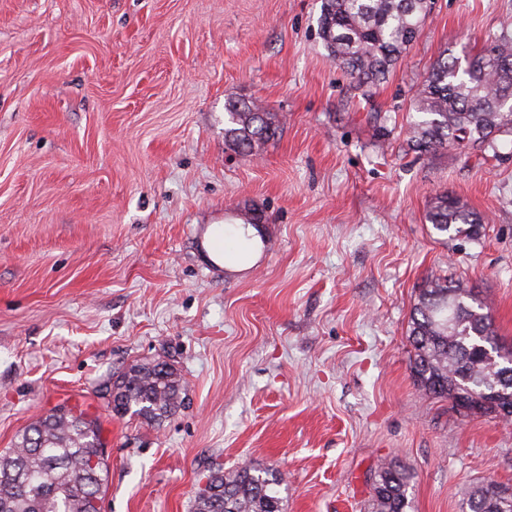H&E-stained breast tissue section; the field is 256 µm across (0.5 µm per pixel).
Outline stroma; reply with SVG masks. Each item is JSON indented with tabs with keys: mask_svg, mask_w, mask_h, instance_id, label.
Segmentation results:
<instances>
[{
	"mask_svg": "<svg viewBox=\"0 0 512 512\" xmlns=\"http://www.w3.org/2000/svg\"><path fill=\"white\" fill-rule=\"evenodd\" d=\"M321 4L0 0V450L60 406L96 419L102 512H192L219 464L279 471L284 512H372L392 458L409 512L512 487V425L426 397L408 339L419 288L445 276L487 297L512 348V144L406 141L416 83L499 38L512 0H437L367 96L329 57ZM231 99L280 134L227 150ZM443 193L482 217L478 240L427 222ZM158 358L185 408L113 415L102 388Z\"/></svg>",
	"mask_w": 512,
	"mask_h": 512,
	"instance_id": "1",
	"label": "stroma"
}]
</instances>
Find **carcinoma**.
Segmentation results:
<instances>
[{
    "label": "carcinoma",
    "mask_w": 512,
    "mask_h": 512,
    "mask_svg": "<svg viewBox=\"0 0 512 512\" xmlns=\"http://www.w3.org/2000/svg\"><path fill=\"white\" fill-rule=\"evenodd\" d=\"M433 0H322L319 35L329 56L357 89L386 79L422 30ZM512 37L503 34L461 65L445 53L417 86L409 104L408 145L420 152L458 148L497 154L512 138ZM224 145L250 154L280 129L277 115L244 102L225 105ZM426 220L439 233L477 240L481 218L460 200L441 194ZM486 298L460 283L431 278L418 290L410 316V368L425 395L463 396L481 414L506 423L512 411V350L501 348ZM107 406L155 424L185 406L184 384L166 360L130 365L106 389ZM107 465L96 420L60 407L29 425L13 447L0 451V512H100ZM409 472L397 459L383 463L372 487L374 512H407ZM283 478L245 465L214 469L195 497L193 512H282ZM469 512H512L499 484L465 492Z\"/></svg>",
    "instance_id": "1"
}]
</instances>
